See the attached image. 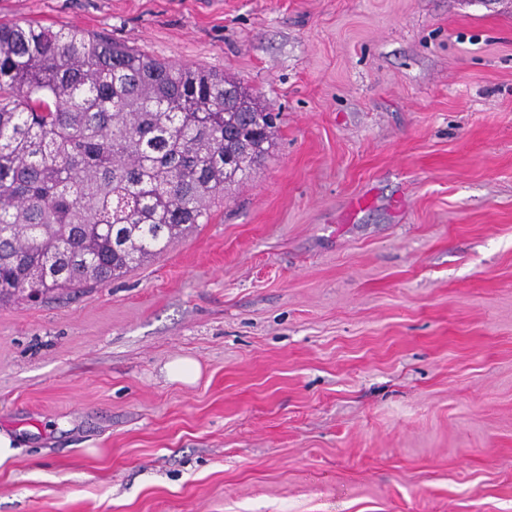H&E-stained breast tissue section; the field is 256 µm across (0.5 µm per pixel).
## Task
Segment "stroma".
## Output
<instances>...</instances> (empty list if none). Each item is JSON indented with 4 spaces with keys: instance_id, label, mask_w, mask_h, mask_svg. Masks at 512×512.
Wrapping results in <instances>:
<instances>
[{
    "instance_id": "obj_1",
    "label": "stroma",
    "mask_w": 512,
    "mask_h": 512,
    "mask_svg": "<svg viewBox=\"0 0 512 512\" xmlns=\"http://www.w3.org/2000/svg\"><path fill=\"white\" fill-rule=\"evenodd\" d=\"M11 19L224 73L280 123L162 253L0 304V512H512V0ZM199 372L198 364L187 358L177 359L169 366L171 377L184 383H193L198 378Z\"/></svg>"
}]
</instances>
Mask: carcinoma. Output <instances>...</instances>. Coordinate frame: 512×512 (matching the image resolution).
Masks as SVG:
<instances>
[{
  "instance_id": "1",
  "label": "carcinoma",
  "mask_w": 512,
  "mask_h": 512,
  "mask_svg": "<svg viewBox=\"0 0 512 512\" xmlns=\"http://www.w3.org/2000/svg\"><path fill=\"white\" fill-rule=\"evenodd\" d=\"M277 119L222 74L0 22V301L107 284L207 223Z\"/></svg>"
}]
</instances>
